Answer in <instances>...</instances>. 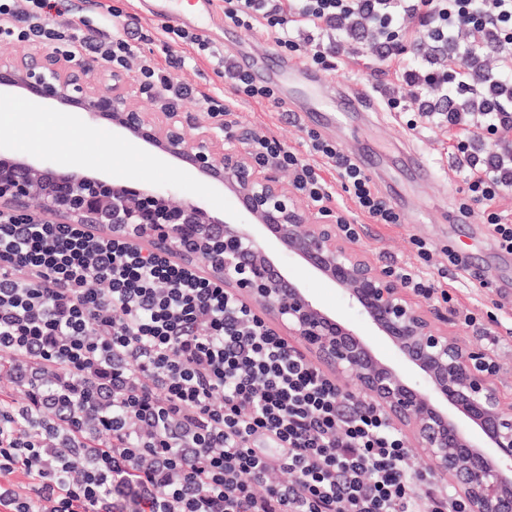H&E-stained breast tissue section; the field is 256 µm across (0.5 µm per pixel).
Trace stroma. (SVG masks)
I'll use <instances>...</instances> for the list:
<instances>
[{
    "label": "stroma",
    "instance_id": "obj_1",
    "mask_svg": "<svg viewBox=\"0 0 512 512\" xmlns=\"http://www.w3.org/2000/svg\"><path fill=\"white\" fill-rule=\"evenodd\" d=\"M214 39L246 58L252 72L279 79V96L305 104L310 94L308 85L300 80L283 79L288 58L279 53L260 30L237 27L228 34L219 30ZM374 57V49L366 43L360 44L356 53L341 54L336 70L320 74L325 94L358 86L378 99L399 87L394 74H372L369 64ZM41 109L56 113L57 119L32 155L48 158L53 170L79 171L126 184L169 185L178 199L203 201L215 215L234 209L233 197L207 182L194 167L160 158L140 140L115 135L107 125L100 126L95 136H74V129L86 124L76 107L46 102ZM232 119L235 133L248 131L273 136L296 150L302 149L307 131L314 130L337 143L360 164H372L374 182L380 193L387 198L396 192L402 195L401 221L362 225L355 208H348L345 218L360 226L356 246L365 251L371 261L386 268L395 262H416L413 240L426 239L432 246L436 268L443 272L441 283L455 299L453 309L448 312L450 329L466 344L485 349L486 332L512 319V254L501 252L479 215H471L466 224L453 220L464 194L446 128L434 126L412 131L399 114L385 111L340 113L332 122L322 117L310 120L304 113L282 112L267 102L240 104L234 108ZM412 152L430 163L433 178L410 176L405 160ZM452 252L465 257L466 269L449 264L448 255ZM287 267L290 273L303 276L306 288L323 307L341 320L361 323L358 309L349 304L337 285L304 275L295 262H288ZM474 280L481 282V289L471 288ZM468 310L479 313V322L472 325L463 322L461 314Z\"/></svg>",
    "mask_w": 512,
    "mask_h": 512
}]
</instances>
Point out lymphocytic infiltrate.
Here are the masks:
<instances>
[{
    "mask_svg": "<svg viewBox=\"0 0 512 512\" xmlns=\"http://www.w3.org/2000/svg\"><path fill=\"white\" fill-rule=\"evenodd\" d=\"M99 9L100 27L70 0H0V41L89 55L115 71L138 60L136 77L162 108L195 101L232 136L230 101L176 75L186 63L177 45L205 52L208 41L169 24L135 36L128 12ZM224 18L322 70L335 69L344 41L373 39L378 63L397 65L412 88L418 121L447 125L463 210L479 212L512 252V224L498 210L512 194V0H224ZM216 73L240 102L275 99L229 60ZM305 143L304 157L269 136L250 149L259 163L291 169L313 206L340 189L371 223H399L335 142L310 130ZM414 244L418 263L393 275L451 302L427 271L429 243ZM4 359L34 375L25 402L0 401V512H112L122 489L140 512H464L431 470H410L411 452L382 410L340 396L335 378L223 280L91 224L0 211Z\"/></svg>",
    "mask_w": 512,
    "mask_h": 512,
    "instance_id": "obj_1",
    "label": "lymphocytic infiltrate"
}]
</instances>
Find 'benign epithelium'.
<instances>
[{"instance_id":"benign-epithelium-1","label":"benign epithelium","mask_w":512,"mask_h":512,"mask_svg":"<svg viewBox=\"0 0 512 512\" xmlns=\"http://www.w3.org/2000/svg\"><path fill=\"white\" fill-rule=\"evenodd\" d=\"M97 61L72 62L40 51L28 62L0 60V86L28 97L78 107L220 183L235 211L214 217L199 201L168 189L116 184L42 162L0 154V207H37L58 224H110L147 247L164 245L264 314H274L292 347L312 353L405 433L411 453L448 479L468 512H512V415L497 378L483 371L488 354L448 332V316L411 298L390 272L374 264L338 227L336 216L302 208L293 184L256 163L247 138L224 144L180 112H143L141 86L116 73L112 87L90 77ZM326 278L357 305L363 326L398 354L389 363L364 337L363 326L326 311L301 281L280 266L271 245Z\"/></svg>"}]
</instances>
